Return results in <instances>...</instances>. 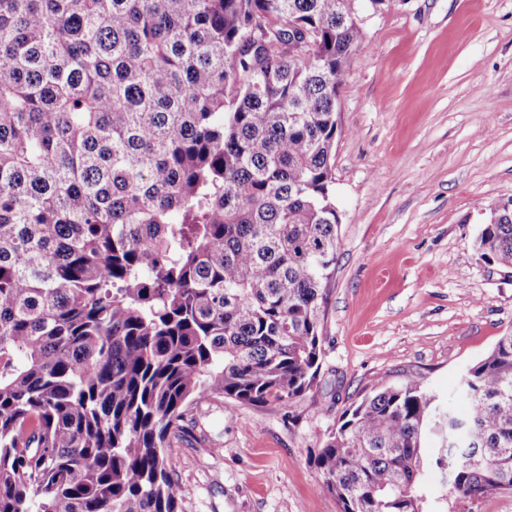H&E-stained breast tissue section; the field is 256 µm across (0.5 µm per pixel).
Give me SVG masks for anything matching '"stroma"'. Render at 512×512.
Wrapping results in <instances>:
<instances>
[{
  "label": "stroma",
  "mask_w": 512,
  "mask_h": 512,
  "mask_svg": "<svg viewBox=\"0 0 512 512\" xmlns=\"http://www.w3.org/2000/svg\"><path fill=\"white\" fill-rule=\"evenodd\" d=\"M364 26L337 106L320 391L290 409L200 400L169 450L184 512H340L313 457L342 414L409 378L464 413V371L512 333V269L474 248L486 205L512 196V0H388ZM437 446L432 512H512V491L454 502Z\"/></svg>",
  "instance_id": "obj_1"
}]
</instances>
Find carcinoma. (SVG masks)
<instances>
[{
    "label": "carcinoma",
    "mask_w": 512,
    "mask_h": 512,
    "mask_svg": "<svg viewBox=\"0 0 512 512\" xmlns=\"http://www.w3.org/2000/svg\"><path fill=\"white\" fill-rule=\"evenodd\" d=\"M384 5L0 0V512H183L198 401L315 395L336 103ZM487 210L476 251L511 269L512 198ZM461 383L462 417L417 379L364 397L318 489L426 512L430 434L456 500L511 491L512 334Z\"/></svg>",
    "instance_id": "cac0c4a2"
}]
</instances>
